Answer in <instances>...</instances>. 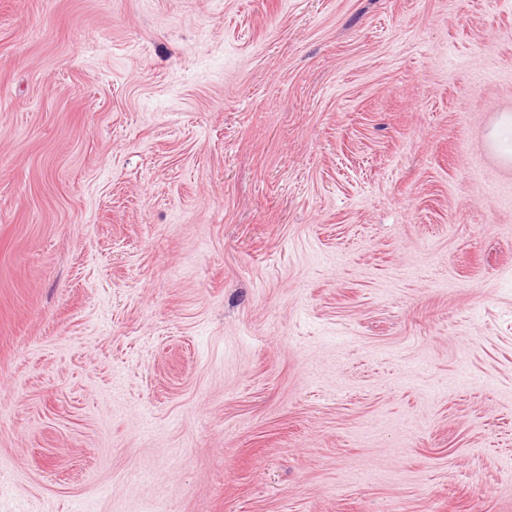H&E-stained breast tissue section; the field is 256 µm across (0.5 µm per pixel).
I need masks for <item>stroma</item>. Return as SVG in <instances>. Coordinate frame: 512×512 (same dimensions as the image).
I'll return each instance as SVG.
<instances>
[{"label": "stroma", "instance_id": "obj_1", "mask_svg": "<svg viewBox=\"0 0 512 512\" xmlns=\"http://www.w3.org/2000/svg\"><path fill=\"white\" fill-rule=\"evenodd\" d=\"M512 0H0V512H512ZM490 144L501 153L506 163H512V114L503 113L488 133Z\"/></svg>", "mask_w": 512, "mask_h": 512}]
</instances>
